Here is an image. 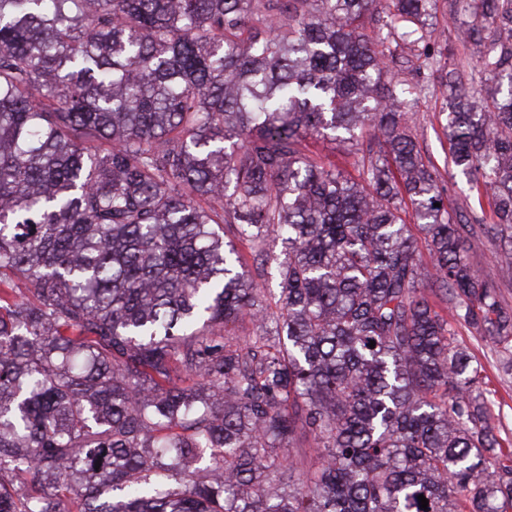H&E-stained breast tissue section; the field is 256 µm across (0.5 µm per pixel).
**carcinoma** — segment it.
I'll list each match as a JSON object with an SVG mask.
<instances>
[{"label": "carcinoma", "mask_w": 512, "mask_h": 512, "mask_svg": "<svg viewBox=\"0 0 512 512\" xmlns=\"http://www.w3.org/2000/svg\"><path fill=\"white\" fill-rule=\"evenodd\" d=\"M437 3L0 0V512H512L482 367L428 302L512 337L467 255L512 244V0H448L478 89ZM409 38L492 224L426 164ZM446 1L448 0H438V9L433 23L436 24L435 35L440 36L444 33L443 40H441L442 46H444L445 39H447L448 50L443 51L441 64L448 68V65L456 61L459 44L455 39L453 25L451 23L448 24V2ZM309 149L325 164L329 162L336 163V165L350 172L352 176H357V172L352 165L353 158L348 154L344 144L329 139L319 140L311 143Z\"/></svg>", "instance_id": "1"}]
</instances>
